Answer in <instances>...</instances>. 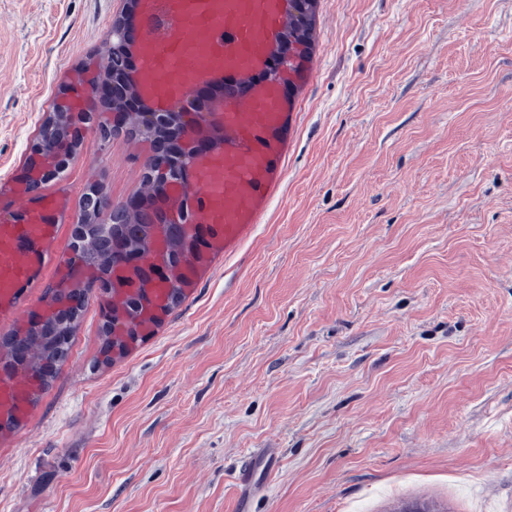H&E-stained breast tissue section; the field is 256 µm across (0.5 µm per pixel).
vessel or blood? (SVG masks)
I'll return each mask as SVG.
<instances>
[{"label":"vessel or blood","mask_w":512,"mask_h":512,"mask_svg":"<svg viewBox=\"0 0 512 512\" xmlns=\"http://www.w3.org/2000/svg\"><path fill=\"white\" fill-rule=\"evenodd\" d=\"M286 23L285 0H143L138 87L165 109L193 83L254 81ZM281 102L276 89L265 85L232 104L224 113L229 141L223 152L170 195L174 202L189 199L198 223L225 244L252 228L268 196L281 159ZM20 212L21 221L0 225V315L43 265L56 229L51 200L21 203ZM29 388L28 381L1 377L0 413L24 412Z\"/></svg>","instance_id":"obj_1"}]
</instances>
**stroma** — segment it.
<instances>
[{"instance_id":"obj_1","label":"stroma","mask_w":512,"mask_h":512,"mask_svg":"<svg viewBox=\"0 0 512 512\" xmlns=\"http://www.w3.org/2000/svg\"><path fill=\"white\" fill-rule=\"evenodd\" d=\"M125 0H0V214L60 85L90 96ZM254 228L122 359L93 293L0 434V512H512V0H319ZM148 143L89 131L0 334L50 310L86 188Z\"/></svg>"}]
</instances>
